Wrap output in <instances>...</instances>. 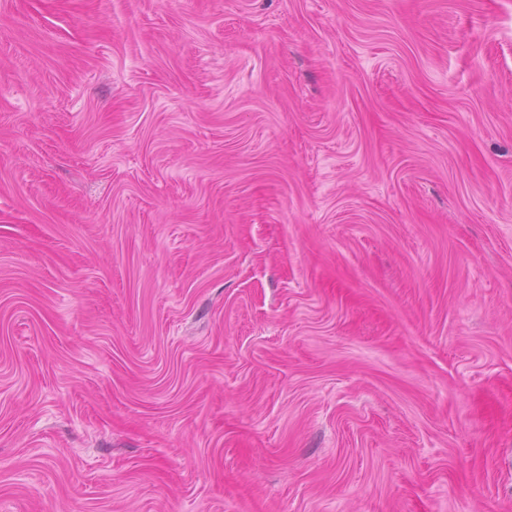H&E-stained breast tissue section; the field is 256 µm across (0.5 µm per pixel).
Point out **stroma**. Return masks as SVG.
<instances>
[{"instance_id":"1","label":"stroma","mask_w":512,"mask_h":512,"mask_svg":"<svg viewBox=\"0 0 512 512\" xmlns=\"http://www.w3.org/2000/svg\"><path fill=\"white\" fill-rule=\"evenodd\" d=\"M0 512H512V0H0Z\"/></svg>"}]
</instances>
